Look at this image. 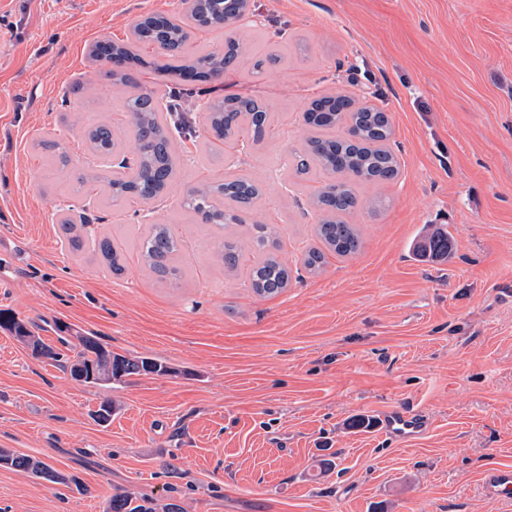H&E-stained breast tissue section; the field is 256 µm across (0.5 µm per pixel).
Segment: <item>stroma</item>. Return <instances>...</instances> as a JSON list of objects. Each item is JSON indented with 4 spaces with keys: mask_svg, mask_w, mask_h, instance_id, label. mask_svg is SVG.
<instances>
[{
    "mask_svg": "<svg viewBox=\"0 0 512 512\" xmlns=\"http://www.w3.org/2000/svg\"><path fill=\"white\" fill-rule=\"evenodd\" d=\"M180 0H0V310L97 337L112 352L156 358L174 376L112 387L72 380L0 330V448L46 461L62 484L0 468V512H106L117 493L179 512H512L483 476L512 468V0H251L242 39L288 48L286 67L225 72L279 121L261 146L242 139L213 166L173 147L184 177L163 197L108 209L91 189L103 165L81 137L104 121L129 134L119 91L90 57L126 41L138 18L173 16ZM345 94L389 112L397 179L360 187L363 248L303 266L318 241L313 181L292 162L302 114ZM62 139L59 172L37 148ZM247 169L261 185L257 220L277 225L291 282L259 298L247 266L228 276L207 224H176L186 275L172 285L142 267L141 214L159 223L186 186ZM389 201L379 214L374 196ZM86 214L81 249L57 225ZM444 225L451 260L409 245ZM124 256L113 275L98 250ZM117 409L108 424L94 414ZM425 409L427 435L404 445L384 410Z\"/></svg>",
    "mask_w": 512,
    "mask_h": 512,
    "instance_id": "35a3bbf8",
    "label": "stroma"
}]
</instances>
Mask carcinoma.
Returning a JSON list of instances; mask_svg holds the SVG:
<instances>
[{
  "label": "carcinoma",
  "instance_id": "cac0c4a2",
  "mask_svg": "<svg viewBox=\"0 0 512 512\" xmlns=\"http://www.w3.org/2000/svg\"><path fill=\"white\" fill-rule=\"evenodd\" d=\"M224 0H200L199 7L187 15L183 27L170 24L163 15H153L138 22L132 29V42L127 44L100 42L92 58L100 65V74L114 85L125 88L120 96V108L129 117L130 133L123 139L114 134L112 126L92 125L84 132L90 151L101 156H122L117 169H93L82 174L78 182L91 183L98 188L101 204L107 208L134 198L148 203L164 195L180 178L182 158L172 148L173 137L183 133L193 135L190 125L184 123L176 130L159 112L154 91L144 87L129 65L138 60L134 47L145 42L159 48V69L181 73L196 70L207 77L224 75V71L240 64L242 57L250 61L252 73L259 75L278 69L286 62L282 47L267 41L253 50H241L244 42L231 31L224 32V49L193 46L195 30L224 27ZM352 100L337 94L323 96L311 102L303 112V121L309 130L304 149L298 155L296 173L320 180V188L313 197V206L321 212L315 227V236L324 249L311 248L303 258L308 272H321L326 257L324 250L340 256L357 254L362 247V234L355 224L345 220L360 204L358 187L362 184L378 186L395 179L400 171L397 157L386 143L393 135L391 117L378 108L352 109ZM278 113L261 100L247 98L221 99L210 102L206 108L207 133L210 138L201 142V148L213 161L221 159L220 145L232 142L242 135L261 145L275 124ZM344 127L342 137H329L324 132ZM39 147L49 152L50 161L63 167L68 165L66 151L57 141H42ZM263 191L245 174L231 179L205 182L188 187L179 202L182 217L203 224L224 227V242L215 252V261L224 266V273L237 272L241 258L253 255L249 266V286L259 298L282 292L288 287L290 271L279 256L281 242L274 224L257 222L252 225L249 242L236 238L234 224H242V214L260 208ZM102 255L112 273L124 272L123 257L110 241L100 245ZM181 240L169 223L152 224L138 239L140 258L152 274L163 279L176 280L183 272L174 264ZM419 256L428 255L447 261L452 258L448 231L430 227L415 246ZM0 329L8 331L17 341L31 345L33 354L61 361L64 355L47 346L28 324L15 316L0 312ZM77 364L93 371L95 377L85 383L106 386L110 381L100 378L101 372L112 370V378L139 374L172 376L174 368L159 359L127 357L108 350L92 336H77ZM8 469L33 474L52 483H63L66 478L46 462L24 453L5 450ZM108 512H176L173 504H157L143 500L133 504L129 494L112 496Z\"/></svg>",
  "mask_w": 512,
  "mask_h": 512
}]
</instances>
